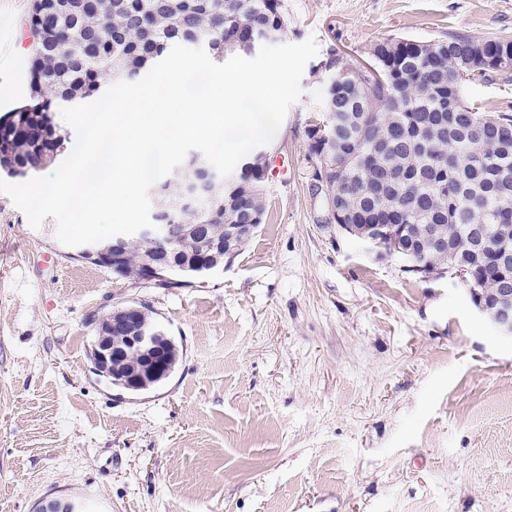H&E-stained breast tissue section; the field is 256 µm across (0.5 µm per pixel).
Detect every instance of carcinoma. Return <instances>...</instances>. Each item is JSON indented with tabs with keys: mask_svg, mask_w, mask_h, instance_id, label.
<instances>
[{
	"mask_svg": "<svg viewBox=\"0 0 512 512\" xmlns=\"http://www.w3.org/2000/svg\"><path fill=\"white\" fill-rule=\"evenodd\" d=\"M28 26L36 45L29 100L3 117L0 170L26 177L63 149L65 136L52 112L61 104L100 94L112 67L122 80L136 79L175 44L203 47L210 58L241 49L250 35L285 28L284 0H32ZM371 52L380 79L370 88L352 76L327 85L323 112L340 113L331 142L320 122L308 124L311 154H336L339 173L314 168L312 187L351 213L356 224L408 225L448 240V251H428L432 264L464 267L482 293L512 288V265L495 263L512 253V105L488 107L455 91L460 69L471 84L512 82V69L492 64L512 60V39H387ZM247 176L214 188L200 211H182L175 224H210L224 239V225L248 224L267 211L266 155L246 156ZM200 165L190 162L161 183L160 209L174 203ZM486 225L484 239L472 225ZM157 244L139 238L124 247L126 274L142 269ZM207 243L175 250L198 260Z\"/></svg>",
	"mask_w": 512,
	"mask_h": 512,
	"instance_id": "1",
	"label": "carcinoma"
}]
</instances>
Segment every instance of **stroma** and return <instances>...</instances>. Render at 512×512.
<instances>
[{
	"label": "stroma",
	"instance_id": "35a3bbf8",
	"mask_svg": "<svg viewBox=\"0 0 512 512\" xmlns=\"http://www.w3.org/2000/svg\"><path fill=\"white\" fill-rule=\"evenodd\" d=\"M282 42L367 55L390 38L512 37V0H285ZM31 48L0 67L26 103ZM266 146L267 217L182 288L141 285L32 228L0 193V512H512V340L453 275L420 278L324 222L306 127L325 79ZM135 305L181 351L132 395L90 359Z\"/></svg>",
	"mask_w": 512,
	"mask_h": 512
}]
</instances>
